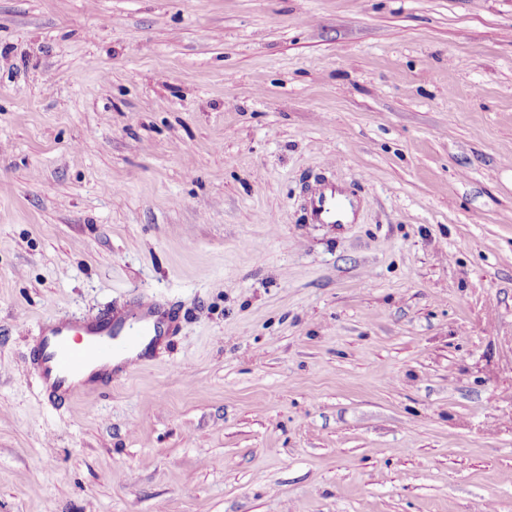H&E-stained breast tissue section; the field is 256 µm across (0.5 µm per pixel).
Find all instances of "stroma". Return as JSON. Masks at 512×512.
<instances>
[{
	"instance_id": "stroma-1",
	"label": "stroma",
	"mask_w": 512,
	"mask_h": 512,
	"mask_svg": "<svg viewBox=\"0 0 512 512\" xmlns=\"http://www.w3.org/2000/svg\"><path fill=\"white\" fill-rule=\"evenodd\" d=\"M366 199L308 224L307 185ZM178 309L48 396L40 328ZM512 512V0H0V512Z\"/></svg>"
}]
</instances>
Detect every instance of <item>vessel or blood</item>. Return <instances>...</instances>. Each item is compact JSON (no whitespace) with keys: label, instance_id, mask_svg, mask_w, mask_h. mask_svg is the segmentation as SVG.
Listing matches in <instances>:
<instances>
[{"label":"vessel or blood","instance_id":"vessel-or-blood-1","mask_svg":"<svg viewBox=\"0 0 512 512\" xmlns=\"http://www.w3.org/2000/svg\"><path fill=\"white\" fill-rule=\"evenodd\" d=\"M360 203L348 188L324 183L309 195L306 217L312 224H347ZM175 324L174 314L148 296L123 315L91 314L48 324L41 331L39 376L54 393L74 397L91 379L108 380L113 357H122L127 371L141 364L137 348L148 339L168 335Z\"/></svg>","mask_w":512,"mask_h":512}]
</instances>
